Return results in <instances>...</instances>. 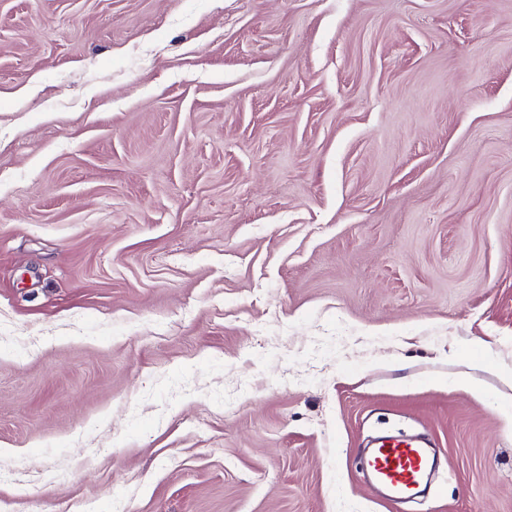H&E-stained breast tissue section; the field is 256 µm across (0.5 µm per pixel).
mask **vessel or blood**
Wrapping results in <instances>:
<instances>
[{"instance_id":"1","label":"vessel or blood","mask_w":512,"mask_h":512,"mask_svg":"<svg viewBox=\"0 0 512 512\" xmlns=\"http://www.w3.org/2000/svg\"><path fill=\"white\" fill-rule=\"evenodd\" d=\"M435 458L427 443L387 435L368 450L364 465L371 483L384 497L409 500L424 492Z\"/></svg>"}]
</instances>
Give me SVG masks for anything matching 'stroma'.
Masks as SVG:
<instances>
[{
  "instance_id": "obj_1",
  "label": "stroma",
  "mask_w": 512,
  "mask_h": 512,
  "mask_svg": "<svg viewBox=\"0 0 512 512\" xmlns=\"http://www.w3.org/2000/svg\"><path fill=\"white\" fill-rule=\"evenodd\" d=\"M511 387L512 0H0V512H512ZM417 439L383 436L368 450L365 470L373 486L390 500L419 497L435 467V452Z\"/></svg>"
}]
</instances>
